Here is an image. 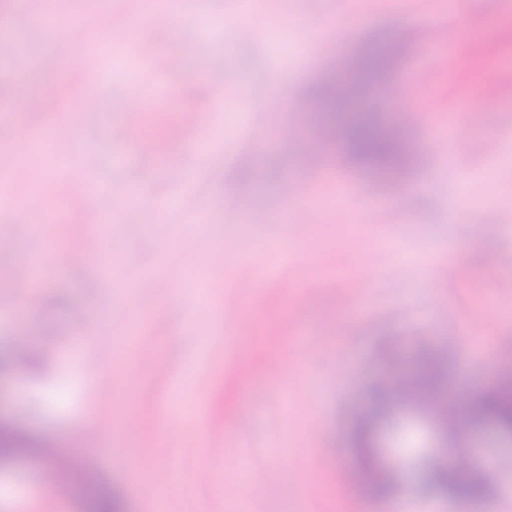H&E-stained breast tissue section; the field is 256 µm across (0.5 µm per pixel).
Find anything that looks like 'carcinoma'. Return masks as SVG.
Instances as JSON below:
<instances>
[{"instance_id": "obj_1", "label": "carcinoma", "mask_w": 512, "mask_h": 512, "mask_svg": "<svg viewBox=\"0 0 512 512\" xmlns=\"http://www.w3.org/2000/svg\"><path fill=\"white\" fill-rule=\"evenodd\" d=\"M391 62V52L380 41L369 43L348 64V71L362 82L382 78ZM342 88L336 77H324L317 87L315 101L322 112L315 126L321 137L339 138L345 156L373 178L397 180L412 161L408 144L396 131L380 125L375 113L360 109L348 117L341 116ZM448 399V367L432 356L421 359L415 370L380 378L371 391L370 405L355 419L351 433V448L358 467L368 473L367 491L375 497H387L395 489L393 475L373 464L371 439L373 431L394 421L405 405L428 411L442 430L454 434L440 406ZM467 423L473 427L487 424L512 436V372L504 373L495 383L468 401ZM43 453V440L9 421L0 422V462L15 456ZM85 476L74 486L75 496L84 512H124L119 495L100 483L94 474V462L86 457L80 462ZM428 486L448 497L482 500L490 492V482L482 470L470 472L461 462L458 450L432 463L427 471Z\"/></svg>"}]
</instances>
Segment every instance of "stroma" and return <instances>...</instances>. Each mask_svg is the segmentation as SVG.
<instances>
[{"instance_id": "35a3bbf8", "label": "stroma", "mask_w": 512, "mask_h": 512, "mask_svg": "<svg viewBox=\"0 0 512 512\" xmlns=\"http://www.w3.org/2000/svg\"><path fill=\"white\" fill-rule=\"evenodd\" d=\"M431 0H181L173 12L142 23L145 0H74L80 35L41 28L22 0H0V39L19 41L0 59V168L14 208L0 212V343L21 336L39 349L42 367L0 373V420L56 441L72 461L99 457L96 477L126 512H157L144 486L164 487L166 512H512V442L492 430L467 429L468 467H494L489 498L455 501L410 481L388 498L363 490L349 434L377 378L422 353L446 356L451 387L477 393L512 365V274H492L512 253V82L484 102L479 85L512 72V0H464L457 17L433 11L456 38L467 24L486 45L457 73L447 44L423 43ZM208 30H200V20ZM129 28L110 44L113 26ZM387 36L399 46L390 77L408 83L407 99L429 121L406 136L417 162L391 201L393 220L368 224L359 194L340 200L336 173L369 186L338 147L307 154V104L324 63ZM80 53L79 73L33 67L37 58ZM179 67L166 64L169 56ZM229 70L225 87L208 70ZM58 95L43 112L26 111L16 85ZM142 97L143 125L126 127L129 101ZM197 109L202 128L175 113ZM297 123L294 136L279 130ZM458 131L450 153L431 142ZM496 133V155L480 151ZM144 135L162 138L164 157L140 152ZM89 160L105 196L78 206L53 183ZM469 181L459 198L449 168ZM293 181L307 192L285 211L271 200ZM137 208L125 223L128 189ZM261 212L243 222L232 202ZM240 207V208H241ZM102 233L108 271L81 258L84 237ZM459 273H443L448 260ZM38 263L35 282L6 275ZM277 276H268L269 267ZM257 287L247 296L241 275ZM241 317L225 342L217 318L225 303ZM453 308L458 327L439 318ZM154 355L127 349L133 329ZM88 337L74 349L72 338ZM99 360L88 374L83 359ZM112 383V421L93 422L96 378ZM242 416L244 433H226L223 458L210 455L208 425ZM429 421L411 409L399 429H381L376 460L387 470L438 445ZM299 462L269 491L264 474ZM0 512H84L59 464L20 457L0 468Z\"/></svg>"}]
</instances>
